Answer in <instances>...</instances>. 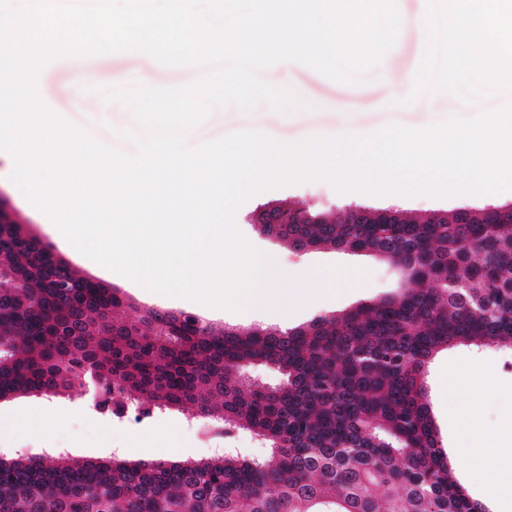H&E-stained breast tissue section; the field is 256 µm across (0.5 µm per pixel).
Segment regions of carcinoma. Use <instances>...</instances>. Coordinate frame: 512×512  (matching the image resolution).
I'll return each instance as SVG.
<instances>
[{"instance_id": "cac0c4a2", "label": "carcinoma", "mask_w": 512, "mask_h": 512, "mask_svg": "<svg viewBox=\"0 0 512 512\" xmlns=\"http://www.w3.org/2000/svg\"><path fill=\"white\" fill-rule=\"evenodd\" d=\"M276 204L262 224L294 249L383 258L391 297L287 330L197 328L134 308L0 225V400L84 388L96 371L114 395L155 409L197 408L228 435L252 432L262 457L80 462L66 451L0 459V512H486L454 477L426 402L431 358L452 346L512 348V212L397 211ZM277 371L270 387L246 376Z\"/></svg>"}]
</instances>
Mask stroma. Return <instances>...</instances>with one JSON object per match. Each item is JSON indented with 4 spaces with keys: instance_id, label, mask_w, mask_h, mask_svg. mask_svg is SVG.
<instances>
[{
    "instance_id": "1",
    "label": "stroma",
    "mask_w": 512,
    "mask_h": 512,
    "mask_svg": "<svg viewBox=\"0 0 512 512\" xmlns=\"http://www.w3.org/2000/svg\"><path fill=\"white\" fill-rule=\"evenodd\" d=\"M439 7L438 0H400L397 41L389 50L387 60L368 72L362 83H338L295 61L261 70L259 76L263 81L291 89L302 100V108L283 113L264 103L248 111L232 103L217 106L187 133V145L194 148L246 130L286 143L314 135L333 137L353 132L368 137L390 123L425 129L452 116H476L504 109L512 102V77L495 72L481 79L478 86L456 93L449 90L450 85L457 82L456 73H449L445 84H436L428 66L436 51L430 45L426 22L429 13ZM393 60L397 61L401 72L423 76L424 83L415 93H408L404 84L392 79L389 63ZM201 71L197 64L167 67L135 51L106 60L88 57L78 67L70 58H56L41 71L38 92L60 118L84 128L98 142L131 154L136 150L134 138L145 137L146 129L137 123L129 108L116 101L112 102L110 111L104 113L82 108L75 95L76 81H84L92 88L112 75L121 74L140 80L152 77L157 83L182 87L193 84ZM0 197L6 200L12 216L27 224L53 252L68 259L82 276L115 288L119 296L137 306L192 314L218 329L258 326L276 329L284 323L292 327L305 325L315 318L380 300L397 291L401 281L393 265L372 256L323 249L296 251L282 241L258 234L247 219L257 205L285 198L302 206L325 209L337 210L356 204L369 208L394 206L424 213L463 205L510 204L512 190L447 198L418 194L393 200L372 198L360 192L340 193L330 184L317 181L270 189L253 196L238 208L235 222L254 247L276 260L288 276V287H298L308 274L325 275L339 268L349 271L345 283L324 298L290 306L285 312L271 310L259 315L242 311L210 312L179 297L143 290L136 282L97 267L73 245L55 235L46 219L28 208L24 194L1 170ZM473 365L484 366L493 380L492 387H477L469 398H448L441 389L445 377ZM426 385L438 440L447 451L458 480L466 478L468 455L460 446V428L455 418L449 417V406L464 408L470 402H477L481 430L497 438L501 446L512 445V438L503 433L504 423L512 419L511 350L457 346L441 351L427 368ZM224 446L247 456L264 452L249 432L237 430L230 436H223L217 433L213 421L192 416L187 410L166 409L155 411L147 418L131 414L119 418L96 409L86 394L20 395L0 401V452L14 459L34 458L61 448L77 459L89 461L120 457L145 462L204 461L213 456L215 449Z\"/></svg>"
}]
</instances>
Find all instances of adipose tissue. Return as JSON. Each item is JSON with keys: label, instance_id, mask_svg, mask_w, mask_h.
Instances as JSON below:
<instances>
[{"label": "adipose tissue", "instance_id": "adipose-tissue-1", "mask_svg": "<svg viewBox=\"0 0 512 512\" xmlns=\"http://www.w3.org/2000/svg\"><path fill=\"white\" fill-rule=\"evenodd\" d=\"M433 25L461 69L487 75L512 58V0H444ZM461 420L471 480L484 486L489 499L512 505V472L500 464L502 457L512 458V448L487 437L474 413L462 414Z\"/></svg>", "mask_w": 512, "mask_h": 512}]
</instances>
